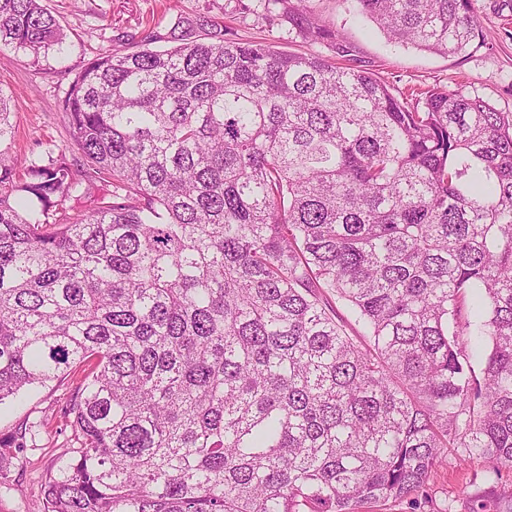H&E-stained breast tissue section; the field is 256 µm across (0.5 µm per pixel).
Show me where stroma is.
I'll return each mask as SVG.
<instances>
[{
  "label": "stroma",
  "instance_id": "obj_1",
  "mask_svg": "<svg viewBox=\"0 0 512 512\" xmlns=\"http://www.w3.org/2000/svg\"><path fill=\"white\" fill-rule=\"evenodd\" d=\"M65 34L62 49L31 58L0 44V92L10 100L15 126L12 155L44 156L46 151L78 156L63 112L75 75L95 54L134 46L146 29L166 35L178 17L204 13L243 41H266L298 52L302 43L287 28H269L241 8V0H44ZM328 25L338 28L356 58L395 86L401 95L440 87L488 101L512 113V0H473L484 43L462 55H438L388 44L372 25L354 18L350 0H311ZM78 378L70 374L30 391L22 403L0 407V438L18 446L9 482L0 483V512H31L60 460L78 448L64 411ZM482 461L459 465L455 453L432 474L429 494L438 512H469L473 495L491 488Z\"/></svg>",
  "mask_w": 512,
  "mask_h": 512
}]
</instances>
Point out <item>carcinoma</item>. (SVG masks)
Returning a JSON list of instances; mask_svg holds the SVG:
<instances>
[{
  "label": "carcinoma",
  "instance_id": "1",
  "mask_svg": "<svg viewBox=\"0 0 512 512\" xmlns=\"http://www.w3.org/2000/svg\"><path fill=\"white\" fill-rule=\"evenodd\" d=\"M353 2L391 43L480 38L472 0ZM256 9L352 56L308 0ZM158 39L74 77L80 169L4 158L0 93V405L85 371L81 448L34 512H419L449 448L512 470V113L209 16ZM63 40L41 0H0L1 43Z\"/></svg>",
  "mask_w": 512,
  "mask_h": 512
}]
</instances>
